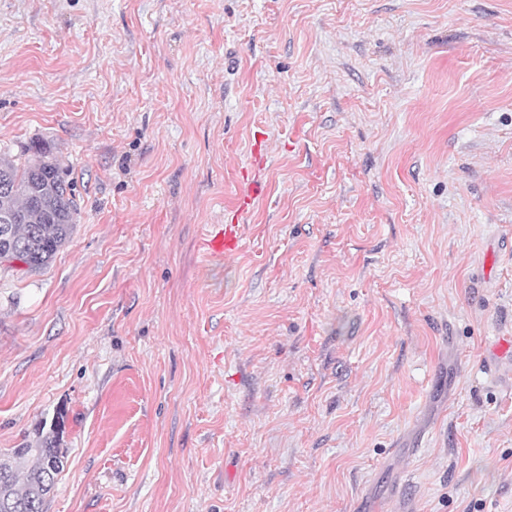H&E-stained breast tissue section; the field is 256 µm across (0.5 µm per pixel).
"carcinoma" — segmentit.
<instances>
[{"label": "carcinoma", "mask_w": 512, "mask_h": 512, "mask_svg": "<svg viewBox=\"0 0 512 512\" xmlns=\"http://www.w3.org/2000/svg\"><path fill=\"white\" fill-rule=\"evenodd\" d=\"M20 165L0 157V250H11L29 272L46 267L70 239L80 209L73 186L50 152L38 145ZM61 427L0 456V512H45L64 466Z\"/></svg>", "instance_id": "carcinoma-1"}]
</instances>
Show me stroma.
Segmentation results:
<instances>
[{
  "label": "stroma",
  "mask_w": 512,
  "mask_h": 512,
  "mask_svg": "<svg viewBox=\"0 0 512 512\" xmlns=\"http://www.w3.org/2000/svg\"><path fill=\"white\" fill-rule=\"evenodd\" d=\"M36 144L80 218L0 266V454L65 411L46 512H512V0H0ZM246 186L242 187L237 198L236 222L234 217L230 224H220L217 229L211 231L203 240L202 247L207 256L213 258L230 257L237 254L241 248L242 233L239 223V217L250 211L255 201L260 195L261 184L250 178L249 173L243 175V181Z\"/></svg>",
  "instance_id": "1"
}]
</instances>
